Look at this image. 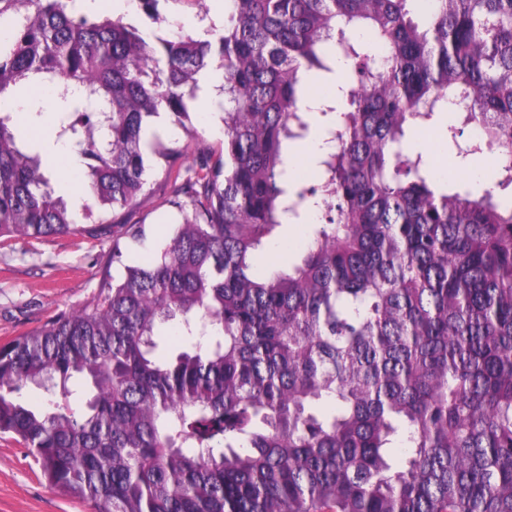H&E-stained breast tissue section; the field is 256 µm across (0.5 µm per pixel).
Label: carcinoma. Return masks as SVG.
I'll use <instances>...</instances> for the list:
<instances>
[{
	"mask_svg": "<svg viewBox=\"0 0 512 512\" xmlns=\"http://www.w3.org/2000/svg\"><path fill=\"white\" fill-rule=\"evenodd\" d=\"M158 2L133 5L160 25ZM108 7L0 0V240L74 229L12 127L41 116L28 83L57 101L91 211L136 204L148 118L190 120L211 74L220 157L185 180L168 161L192 212L156 260L0 346V433L97 512H512V0H224L196 36ZM310 71L340 77L304 181L285 144L308 129ZM450 99L483 137L443 181L405 136ZM484 144L501 178L476 197ZM314 213L300 261L256 274ZM166 323L181 346L161 356Z\"/></svg>",
	"mask_w": 512,
	"mask_h": 512,
	"instance_id": "1",
	"label": "carcinoma"
}]
</instances>
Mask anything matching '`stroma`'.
<instances>
[{
	"label": "stroma",
	"instance_id": "stroma-1",
	"mask_svg": "<svg viewBox=\"0 0 512 512\" xmlns=\"http://www.w3.org/2000/svg\"><path fill=\"white\" fill-rule=\"evenodd\" d=\"M158 9L171 24L195 32L222 28L215 0H160ZM220 114L210 102L192 114L190 128L165 115L160 137L165 147L182 152L193 166L203 151L218 149L222 139L210 128ZM171 190L161 175L150 176L144 195L131 208L118 211L113 224L88 218L75 198L67 203L75 219L68 234L0 246V345L32 331L54 316L81 308L98 294L123 264L156 259L181 219L171 203ZM145 228L143 239L129 237V225ZM120 247L121 262L112 259ZM0 512H94L92 505L51 489L35 457L10 435L0 436Z\"/></svg>",
	"mask_w": 512,
	"mask_h": 512
}]
</instances>
